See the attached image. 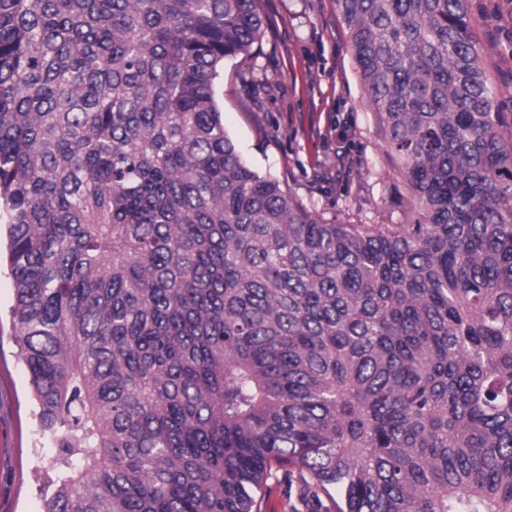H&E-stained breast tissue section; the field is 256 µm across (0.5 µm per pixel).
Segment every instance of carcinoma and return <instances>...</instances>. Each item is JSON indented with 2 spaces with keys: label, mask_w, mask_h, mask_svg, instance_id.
<instances>
[{
  "label": "carcinoma",
  "mask_w": 512,
  "mask_h": 512,
  "mask_svg": "<svg viewBox=\"0 0 512 512\" xmlns=\"http://www.w3.org/2000/svg\"><path fill=\"white\" fill-rule=\"evenodd\" d=\"M473 0H336L407 224L240 158L258 0H0V225L43 512H512V138ZM321 507L303 493L298 477H284L280 473L277 478L268 481L265 488L266 512H310V510H332L331 502L321 497Z\"/></svg>",
  "instance_id": "1"
}]
</instances>
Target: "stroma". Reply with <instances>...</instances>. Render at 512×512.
Segmentation results:
<instances>
[{"mask_svg":"<svg viewBox=\"0 0 512 512\" xmlns=\"http://www.w3.org/2000/svg\"><path fill=\"white\" fill-rule=\"evenodd\" d=\"M473 34L497 91L501 132L512 135V0H474ZM260 51L229 61L219 97L243 161L279 178L309 209L341 224H404L409 201L384 153L335 0H260ZM14 283L0 267V512H43L44 466L29 376L15 343ZM327 510L298 477L265 488L266 512Z\"/></svg>","mask_w":512,"mask_h":512,"instance_id":"stroma-1","label":"stroma"}]
</instances>
